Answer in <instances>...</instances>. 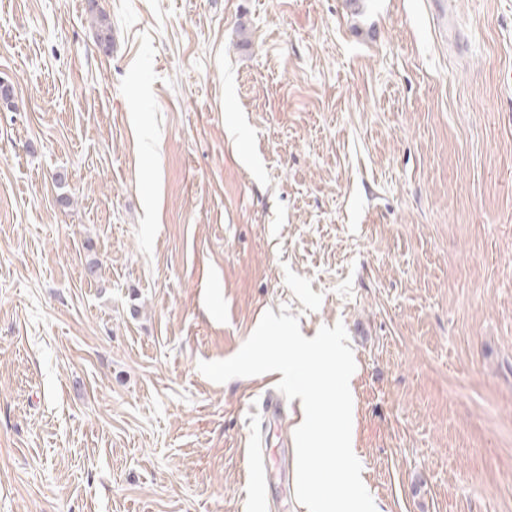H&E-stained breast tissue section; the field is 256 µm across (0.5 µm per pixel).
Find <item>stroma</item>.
<instances>
[{"mask_svg":"<svg viewBox=\"0 0 512 512\" xmlns=\"http://www.w3.org/2000/svg\"><path fill=\"white\" fill-rule=\"evenodd\" d=\"M447 7L0 0V512H302L198 369L283 307L381 512H512V0Z\"/></svg>","mask_w":512,"mask_h":512,"instance_id":"stroma-1","label":"stroma"}]
</instances>
